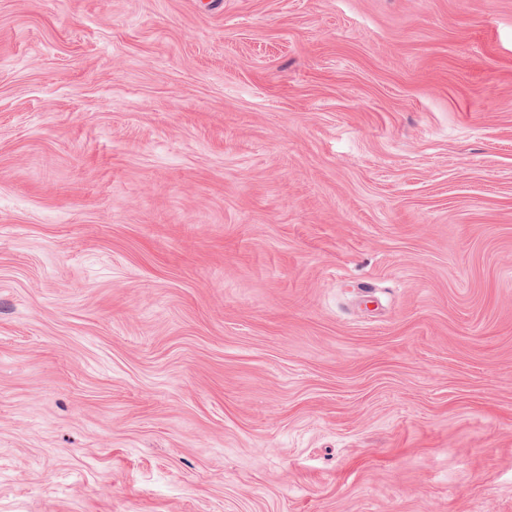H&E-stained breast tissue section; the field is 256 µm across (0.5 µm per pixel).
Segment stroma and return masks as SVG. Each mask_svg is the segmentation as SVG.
Returning a JSON list of instances; mask_svg holds the SVG:
<instances>
[{"label":"stroma","mask_w":512,"mask_h":512,"mask_svg":"<svg viewBox=\"0 0 512 512\" xmlns=\"http://www.w3.org/2000/svg\"><path fill=\"white\" fill-rule=\"evenodd\" d=\"M0 512H512V0H0Z\"/></svg>","instance_id":"35a3bbf8"}]
</instances>
